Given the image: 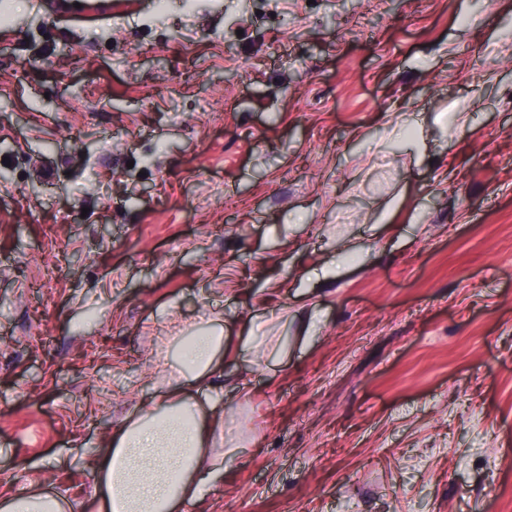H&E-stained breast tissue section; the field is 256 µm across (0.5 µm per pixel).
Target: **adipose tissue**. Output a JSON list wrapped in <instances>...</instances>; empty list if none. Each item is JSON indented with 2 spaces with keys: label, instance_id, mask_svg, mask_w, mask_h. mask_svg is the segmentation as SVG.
<instances>
[{
  "label": "adipose tissue",
  "instance_id": "obj_1",
  "mask_svg": "<svg viewBox=\"0 0 512 512\" xmlns=\"http://www.w3.org/2000/svg\"><path fill=\"white\" fill-rule=\"evenodd\" d=\"M223 330H197L188 350L164 367V391L127 417L94 470L101 512H179L224 480V457L212 453L224 414L200 401L222 374Z\"/></svg>",
  "mask_w": 512,
  "mask_h": 512
}]
</instances>
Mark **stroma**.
<instances>
[{
    "instance_id": "obj_1",
    "label": "stroma",
    "mask_w": 512,
    "mask_h": 512,
    "mask_svg": "<svg viewBox=\"0 0 512 512\" xmlns=\"http://www.w3.org/2000/svg\"><path fill=\"white\" fill-rule=\"evenodd\" d=\"M156 2L0 0V500L97 512L212 325L182 512H512V0ZM2 512H64L67 511L59 496L46 491L11 497L0 503Z\"/></svg>"
}]
</instances>
